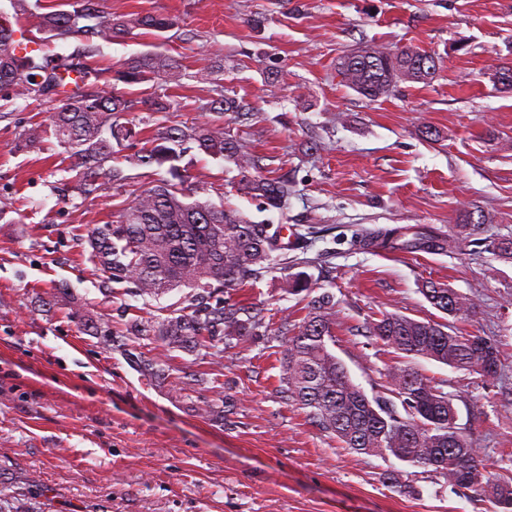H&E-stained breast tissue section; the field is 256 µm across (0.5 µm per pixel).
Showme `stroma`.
<instances>
[{
	"label": "stroma",
	"mask_w": 512,
	"mask_h": 512,
	"mask_svg": "<svg viewBox=\"0 0 512 512\" xmlns=\"http://www.w3.org/2000/svg\"><path fill=\"white\" fill-rule=\"evenodd\" d=\"M113 15L161 13L179 21L168 41L190 75L172 96L168 124L203 121L213 80L253 112L224 125L287 175L286 211L262 210L235 188L233 165L197 153L182 161L202 201L297 231L329 226L291 273H306L336 302L334 352L367 394L380 391L393 349L368 324L399 312L437 317L420 292L435 281L472 298L467 328L493 337L501 377L485 386L424 358L416 367L444 382L458 422L483 463L512 478V260L484 244L417 255L363 250L362 229L430 225L440 230L481 210L482 234L512 238V88L494 82L512 65V0H106ZM134 32L99 43L95 59L120 68L152 50ZM364 45H412L435 53L429 84H400L371 101L342 83L336 63ZM50 104L0 108V512H474L465 491L395 458L342 448L281 393V321L301 319L303 295L280 269L231 296L265 322L211 349L170 348L133 335L134 325L185 308L176 289L151 298L107 279L90 261L87 232L118 221L165 169L125 166L124 186L63 195L71 160L51 134L19 148L18 126L47 124ZM438 132L422 136L423 126ZM109 324L111 343L70 313ZM166 362L143 376L134 358ZM210 413H203V404ZM397 481H390V474Z\"/></svg>",
	"instance_id": "obj_1"
}]
</instances>
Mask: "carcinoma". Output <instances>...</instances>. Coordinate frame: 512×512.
<instances>
[{"instance_id":"1","label":"carcinoma","mask_w":512,"mask_h":512,"mask_svg":"<svg viewBox=\"0 0 512 512\" xmlns=\"http://www.w3.org/2000/svg\"><path fill=\"white\" fill-rule=\"evenodd\" d=\"M17 16L39 12V42L77 38L85 41V54L97 43L126 37L132 29L164 33L177 23L167 15L147 14L132 20L114 18L102 0H65L52 7L42 0H12ZM436 57L414 46L397 51L371 46L340 58L342 82L369 100L388 95L401 83L428 84L436 75ZM185 67L171 54L148 52L131 59L121 70L92 68L72 56L31 51L16 57L0 39V99H35L56 103L50 115L53 134L72 159L73 189L88 196L108 178L119 185L121 168L111 164L115 147L137 135L121 122L135 109L158 114L170 111L172 102L150 93L137 94L118 84L138 85L163 79L182 86ZM203 111L206 122L166 125L142 142L125 161L138 167H167L171 176L143 189L115 224L96 225L87 242L97 269L114 280L134 286L138 296H158L188 288L186 298L211 293L213 283L241 288L272 267L286 250L307 247L308 236L327 232L311 227L308 234L292 232L294 241L283 242V226L256 223L238 209L192 199L185 187L187 170L179 165L190 151L235 166L239 190L268 210L283 211L295 194L294 182L285 176L263 173L258 157L243 149L237 136L224 130V113L244 122L252 113L240 102L218 91ZM23 146L35 149L40 132L22 127L17 132ZM481 232L473 212L456 233L444 234L428 225L364 229L355 243L363 249L407 254H442L455 240L465 241ZM289 290L304 292L307 313L287 330L283 350V393L288 404L306 413L319 428L336 438L343 448L369 456H389L432 471L459 490L473 492L472 500L491 503V512H512V481L480 460L457 413L445 384L432 381L414 366L420 357L480 375L492 383L501 367L498 343L489 336L464 331L448 321L468 319L476 312L467 296L433 281L422 292L440 319L417 320L398 312L386 313L367 327V333L396 353L385 368L384 391L368 395L354 383L336 356L333 296L316 293L308 277H288ZM247 318H241V314ZM259 312L246 313L239 302L219 297L215 303L195 307L137 329L140 336H157L171 348L202 345L217 336H247L262 324Z\"/></svg>"}]
</instances>
